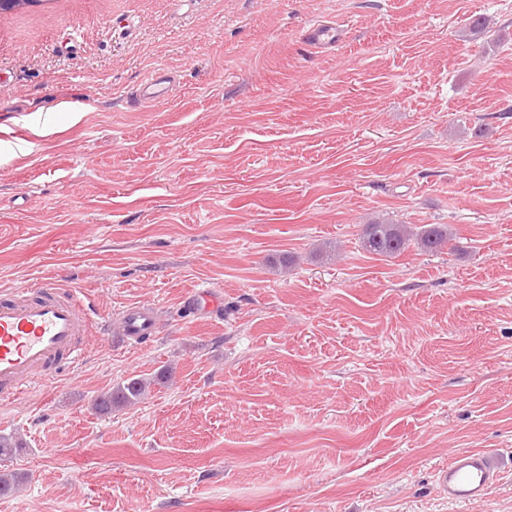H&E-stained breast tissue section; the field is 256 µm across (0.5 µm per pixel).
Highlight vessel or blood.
I'll use <instances>...</instances> for the list:
<instances>
[{
  "mask_svg": "<svg viewBox=\"0 0 512 512\" xmlns=\"http://www.w3.org/2000/svg\"><path fill=\"white\" fill-rule=\"evenodd\" d=\"M345 32L333 23L311 25L307 41L314 47L335 48ZM174 81L161 68L147 73L133 104L145 108L167 96ZM94 310L74 287L54 278L35 287L0 295V400L10 402L36 384L48 381L47 370L63 364L78 365L83 351L78 339L92 322ZM155 322L150 309L127 310L122 327L124 340L152 335ZM493 457L483 451H463L437 472V482L449 501L470 502L484 498L497 481Z\"/></svg>",
  "mask_w": 512,
  "mask_h": 512,
  "instance_id": "vessel-or-blood-1",
  "label": "vessel or blood"
}]
</instances>
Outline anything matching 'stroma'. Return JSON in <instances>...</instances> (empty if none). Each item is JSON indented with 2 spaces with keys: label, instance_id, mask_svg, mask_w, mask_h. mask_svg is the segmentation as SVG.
<instances>
[{
  "label": "stroma",
  "instance_id": "1",
  "mask_svg": "<svg viewBox=\"0 0 512 512\" xmlns=\"http://www.w3.org/2000/svg\"><path fill=\"white\" fill-rule=\"evenodd\" d=\"M157 66L171 96L131 107ZM15 139L0 294L51 276L101 323L0 404V512H512V0H31L0 15ZM374 222L454 238L374 256ZM133 305L156 328L124 347ZM473 449L499 479L451 503L436 470ZM345 36V32L334 23L312 24L306 33L307 41L314 47L323 50L334 49ZM171 377V372L165 370L153 379L131 377L119 383L113 390L101 394L95 402V408L101 414L112 413V408L133 406L141 402L149 392L151 385L162 384Z\"/></svg>",
  "mask_w": 512,
  "mask_h": 512
}]
</instances>
